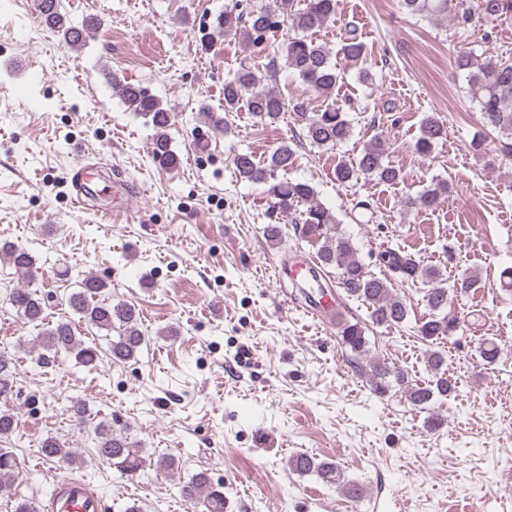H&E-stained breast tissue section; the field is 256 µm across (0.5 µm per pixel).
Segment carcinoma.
<instances>
[{"label":"carcinoma","instance_id":"1","mask_svg":"<svg viewBox=\"0 0 512 512\" xmlns=\"http://www.w3.org/2000/svg\"><path fill=\"white\" fill-rule=\"evenodd\" d=\"M341 0H231L224 13L215 19L211 41L229 36L237 37L259 55H273L272 63L261 70L254 61L243 60L238 69L224 80V111L246 109L260 122H274L285 112L293 113L303 124L309 144L318 148H334L353 135L349 112L353 102L340 101L336 87L343 80L345 69L333 59L332 50L317 41V30L335 20ZM403 11L411 16L446 19L457 29H466L475 18L495 19L512 11V0H400ZM41 15L61 33L63 43L77 48L85 43L84 34L98 23L91 17L81 25L67 22L58 9V0H42ZM344 59L358 67L357 80L372 86L375 74L367 66L363 46L351 35L342 47ZM283 68L298 76L317 96L323 98L321 108L309 112L308 102L286 99L280 91L269 86L268 81L277 74V59ZM456 69L465 73L470 101L475 105L481 125L497 133L504 140L505 149L512 154V62H502L491 57L482 61L471 53L461 51L455 60ZM124 103L142 114L151 124L154 135L151 156L165 168L180 163L179 155L172 149L168 130L173 113L160 99L140 85L114 82ZM444 122L434 112L424 116L419 135L414 143L415 152L430 156L436 145L445 137ZM389 146L381 136L367 141L358 157L352 162H340L334 170L336 184L352 188L361 181H376L396 185L402 178L401 168L389 159ZM296 162V151L288 141L282 142L260 165L249 153L234 156L233 164L243 179L265 186L272 208L294 225L298 237L316 246L309 272L313 279L333 269L337 274L338 288L345 297L361 302L369 311L371 322L386 328L399 327L409 320L406 302L392 293V282L400 285L424 287L428 317L417 326L418 335L428 342L454 335L459 319L448 312L453 297L468 292L475 284L466 276L453 285L436 267L427 266L417 255L399 245H388L372 253L369 258L383 268V276L370 273L359 256L351 238L342 234L340 220L333 210L318 199L310 182L286 177ZM447 182H437L405 201L408 208H429L448 193ZM24 277L36 272V258L29 248L13 242L0 243V259ZM108 284L87 275L81 287L71 292L65 304L74 315L72 319L46 322V303L37 292L29 288L10 291L8 301L24 320L36 330L32 349L45 363L61 356L93 370L100 362V350L87 343L78 331L85 324L97 331L112 335L108 351L116 362H136L145 342L141 318L135 306L127 303L112 304L102 297ZM336 328L341 343L354 355L369 353L366 326L360 320L351 321L336 316ZM426 363L432 379L426 383H413L400 370H394L379 359L370 360L366 372L372 391L384 395L392 388L402 389L405 398L422 408L438 399H446L456 392L455 379L448 376L445 355L429 349ZM16 389V365L12 354L0 349V440L11 436L18 427L13 411ZM66 411L76 424L86 423L88 407L84 400L73 398ZM93 443L97 456L122 475L132 476L146 466L143 449L127 435L116 433L112 425L98 423L93 427ZM41 454L61 466L74 468L81 464V457L73 448L59 439L48 436L41 441ZM290 469L299 475L314 474L323 484L337 487L349 499L363 495L361 484L344 478L333 462L320 461L308 454H298L289 459ZM19 460L12 451L0 448V495L9 496ZM180 497L203 512H225L224 486L215 483L205 472L197 473L179 483Z\"/></svg>","mask_w":512,"mask_h":512}]
</instances>
